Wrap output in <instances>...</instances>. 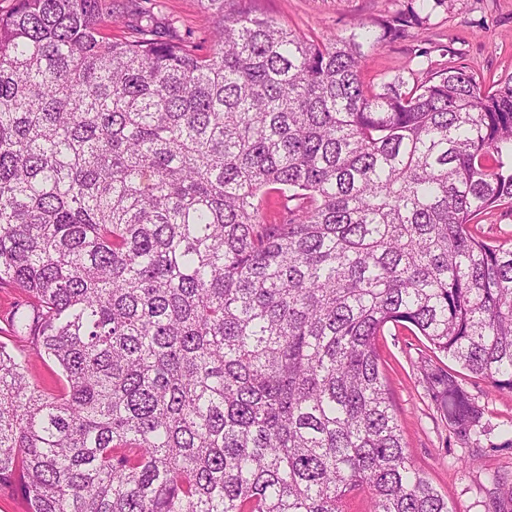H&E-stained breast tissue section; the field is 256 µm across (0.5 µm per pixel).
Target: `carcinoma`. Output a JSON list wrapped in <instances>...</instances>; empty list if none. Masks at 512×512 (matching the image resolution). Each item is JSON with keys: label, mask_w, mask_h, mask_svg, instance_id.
<instances>
[{"label": "carcinoma", "mask_w": 512, "mask_h": 512, "mask_svg": "<svg viewBox=\"0 0 512 512\" xmlns=\"http://www.w3.org/2000/svg\"><path fill=\"white\" fill-rule=\"evenodd\" d=\"M0 14V488L27 512H450L406 454L375 338L415 328L512 392V75L377 93L408 13L319 43L200 0L210 48L151 0ZM122 19L130 36L104 33ZM284 205L268 220L269 196ZM64 384L29 379L32 356ZM460 440L457 374L425 372ZM478 229L482 235L491 241L512 239V211L500 208L479 216ZM23 299L21 293L13 288H0V342L7 345L8 348H14L15 342L8 336H14L3 322L5 316L9 313L15 302Z\"/></svg>", "instance_id": "1"}]
</instances>
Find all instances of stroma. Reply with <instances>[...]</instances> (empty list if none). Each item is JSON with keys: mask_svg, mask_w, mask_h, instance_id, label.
Returning a JSON list of instances; mask_svg holds the SVG:
<instances>
[{"mask_svg": "<svg viewBox=\"0 0 512 512\" xmlns=\"http://www.w3.org/2000/svg\"><path fill=\"white\" fill-rule=\"evenodd\" d=\"M162 14L176 18L182 34L209 38L212 18L199 0H158ZM413 0H251L250 6L287 28L323 43L350 34L359 23L374 24L406 13ZM465 68L489 87L512 74V0H439L428 21L372 50L363 79L378 87L395 77L406 85L448 68ZM381 371L392 399L406 451L453 512H486L492 478L512 479V448L501 447L500 432L512 424V393L462 372L467 389L484 407L487 436L464 446L449 434L430 399L423 368L451 367L417 330L387 326L375 340ZM473 459L462 467L460 457Z\"/></svg>", "mask_w": 512, "mask_h": 512, "instance_id": "stroma-1", "label": "stroma"}]
</instances>
